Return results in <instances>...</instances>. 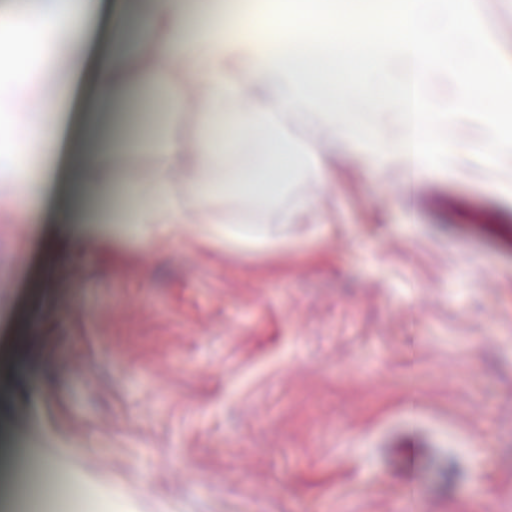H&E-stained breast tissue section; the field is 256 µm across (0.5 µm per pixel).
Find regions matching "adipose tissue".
Listing matches in <instances>:
<instances>
[{
  "label": "adipose tissue",
  "instance_id": "adipose-tissue-1",
  "mask_svg": "<svg viewBox=\"0 0 512 512\" xmlns=\"http://www.w3.org/2000/svg\"><path fill=\"white\" fill-rule=\"evenodd\" d=\"M105 13L133 20L140 41L88 56L80 47L89 20ZM21 20L27 39L10 49L34 60L23 75L0 80V112L12 123V150L0 154V221L38 226L50 243L105 225L102 205L118 196L129 201L122 223L147 242L180 239L191 215L209 212L227 192L275 206L289 176H324L323 143L344 130L320 115L318 147L289 142L288 114L305 105L271 65L283 47L244 25L226 34L220 14L191 13L188 0H145L140 7L134 0H39ZM88 90L112 124L88 118L89 145L77 154L68 108ZM160 96L192 139L154 130V161L139 178L128 168L139 146L129 127L134 111H149ZM62 177L73 202L49 208L45 199Z\"/></svg>",
  "mask_w": 512,
  "mask_h": 512
}]
</instances>
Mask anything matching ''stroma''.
<instances>
[{
    "mask_svg": "<svg viewBox=\"0 0 512 512\" xmlns=\"http://www.w3.org/2000/svg\"><path fill=\"white\" fill-rule=\"evenodd\" d=\"M361 152L239 208L248 239L0 224V457L119 512H512V253L459 240L512 197Z\"/></svg>",
    "mask_w": 512,
    "mask_h": 512,
    "instance_id": "obj_1",
    "label": "stroma"
}]
</instances>
